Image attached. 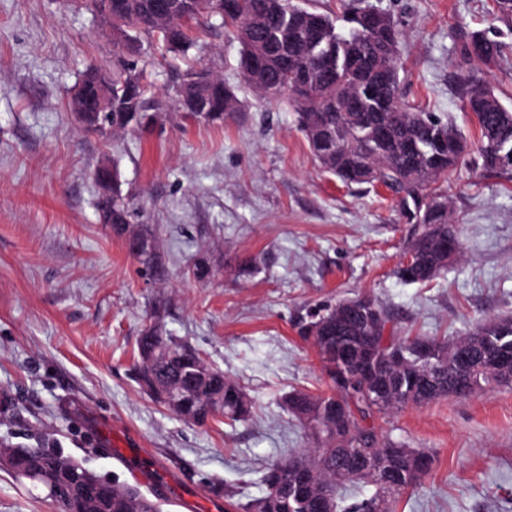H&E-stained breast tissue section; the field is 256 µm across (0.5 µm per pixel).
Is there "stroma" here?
<instances>
[{
  "label": "stroma",
  "instance_id": "obj_1",
  "mask_svg": "<svg viewBox=\"0 0 512 512\" xmlns=\"http://www.w3.org/2000/svg\"><path fill=\"white\" fill-rule=\"evenodd\" d=\"M401 32L405 103L476 139L456 93L457 36L512 16L494 0H372ZM173 60L138 32L155 123L106 140L68 103L87 68L123 48L97 0H0V442L58 447L96 474L139 484L163 512L179 498L223 499L226 512L263 495L265 468L310 447L289 393L328 389L299 326L317 308L369 296L389 335L453 339L512 316V172L469 166L440 179L460 254L437 277L396 275L419 227L381 186L344 184L314 160L295 106L243 84L239 46L220 21L193 29ZM236 88L240 113L185 119L175 90L187 67ZM116 164L132 223L149 225L166 269L145 272L102 224L94 171ZM204 262L205 278L193 274ZM167 330L238 381L246 420L184 422L134 379L137 340L155 304ZM390 441L432 457L395 512H512V386L408 405L374 417ZM0 512H62L0 466Z\"/></svg>",
  "mask_w": 512,
  "mask_h": 512
}]
</instances>
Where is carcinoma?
I'll return each mask as SVG.
<instances>
[{
  "mask_svg": "<svg viewBox=\"0 0 512 512\" xmlns=\"http://www.w3.org/2000/svg\"><path fill=\"white\" fill-rule=\"evenodd\" d=\"M107 2L112 12L113 38L128 52L137 51L136 38L129 34L133 29L158 34L172 52L183 55L195 44L190 23L208 22L219 6L218 0ZM239 2V16L222 20L224 28L239 44V63L254 54L262 59L259 70L242 71L244 82L265 98H276L285 91L292 94L310 151L325 171L346 184H362V171L375 169L376 181L400 196L398 206L406 222L420 226L406 247V251L415 253L413 268L401 266L397 275L410 283L429 281L428 273L436 274L447 266L440 244L450 236L458 237L457 227L450 220L448 199L434 184L463 163L471 146L452 123L402 102L400 38L385 48L375 34L360 28L358 14L370 7L366 0H341L340 26L333 16L299 7L292 0ZM504 57L505 44L491 31L463 33L457 44V90L462 108L472 113L477 122L481 166L512 171V107L505 106L485 81L467 69L473 61L495 67ZM290 67L303 72L307 80V90L299 96L291 89L285 90ZM103 80L108 81L112 94V112L92 116L88 129L107 135L124 132L128 126L142 128L144 124L138 118L161 110L160 103L148 96L149 86L143 83L137 63L119 58L110 74L98 68L90 70L80 89L86 102H92ZM352 98L360 100L357 112L345 110ZM178 102L185 117L212 123L240 111V101L232 87L209 71L202 74L193 68L186 71ZM377 124L391 127L389 143L378 144L369 137V129ZM98 211L102 223L109 225L113 234L124 238L135 235L115 167L112 194L99 197ZM141 237L150 241L149 249L133 251L131 255L149 274L164 276L155 236L143 233ZM354 302L362 310L375 312L378 327L361 323L357 315L338 319L334 306L312 314L314 320L324 322L330 335V339L318 340L314 346L332 393L313 397L318 415L305 427L314 446L269 465L262 476L264 494L243 505L245 512H252L259 504L266 512H305L302 499H286L276 490L285 481L289 488H296L300 469L312 471L313 490L329 495L332 506L343 512H392L390 505L395 496L416 486L426 471L413 470L412 461L419 453L409 448L401 454H391V445L369 420L376 414H388L407 405H425L451 393L456 398H466L470 393L457 391L462 383L471 384L477 391L498 385L497 375L488 367L486 358L490 351L512 344V317L479 321L466 335L450 342L429 336L397 340L385 335L391 317L382 306L369 297H358ZM336 334L347 342L370 346L385 357L391 356L393 348H401L405 361L386 364L382 373L407 381L434 367L438 371L435 384L400 393L394 401L380 404L363 378H337ZM452 344L470 348L468 371L446 359L432 358ZM137 355V382L143 388L154 389L155 401L183 420L204 425L218 413L231 421L249 415V401L240 385L206 363L189 344L168 334L160 320L144 328L137 341ZM338 400L346 407V416L340 422L330 414V407ZM347 448L372 460L375 472L336 478V468L341 466ZM60 460L70 461L72 457L49 447L33 455L28 465L41 474ZM359 481L370 485L371 492L341 507L336 498L337 487ZM95 512L162 510L159 503L138 488L114 481L112 498L99 501Z\"/></svg>",
  "mask_w": 512,
  "mask_h": 512,
  "instance_id": "cac0c4a2",
  "label": "carcinoma"
}]
</instances>
